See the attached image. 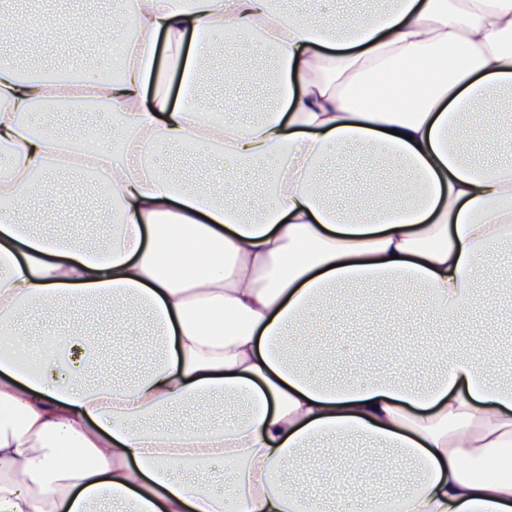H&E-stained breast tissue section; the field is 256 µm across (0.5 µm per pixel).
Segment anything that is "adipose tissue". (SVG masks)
Returning a JSON list of instances; mask_svg holds the SVG:
<instances>
[{
	"mask_svg": "<svg viewBox=\"0 0 512 512\" xmlns=\"http://www.w3.org/2000/svg\"><path fill=\"white\" fill-rule=\"evenodd\" d=\"M283 0H125L115 68L96 62L20 77L0 54V512H342L367 450L385 487L361 512H512V373L481 349L440 344L422 358L365 347L343 379L311 320L363 314L390 329L420 293L440 326L512 291L481 287L478 258L512 242V164L480 165L461 141L482 134L512 154V0H383L357 16L283 10ZM257 32L276 100L208 120L197 93L210 28ZM165 44L168 69L156 65ZM182 74L172 98L169 71ZM114 111L112 138L79 154L58 107ZM176 150L219 162L199 187L157 160ZM77 170L114 205L96 246L42 234L12 206ZM75 300L116 320L138 305L154 328L152 361L102 356L82 334L35 354L16 332L27 313L50 326ZM125 381L84 383L102 362ZM306 458L310 487L287 480ZM230 464L226 489L181 477Z\"/></svg>",
	"mask_w": 512,
	"mask_h": 512,
	"instance_id": "1",
	"label": "adipose tissue"
}]
</instances>
